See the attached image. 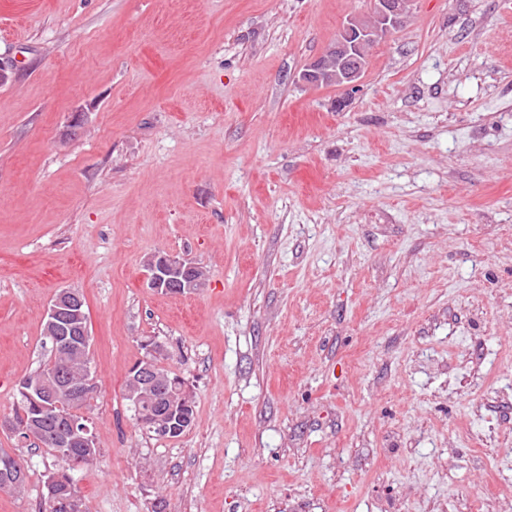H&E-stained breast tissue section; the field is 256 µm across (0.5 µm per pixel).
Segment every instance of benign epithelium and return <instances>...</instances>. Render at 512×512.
<instances>
[{"label":"benign epithelium","instance_id":"benign-epithelium-1","mask_svg":"<svg viewBox=\"0 0 512 512\" xmlns=\"http://www.w3.org/2000/svg\"><path fill=\"white\" fill-rule=\"evenodd\" d=\"M412 0H374L375 21L368 24L361 17H349L340 27L330 52L336 55V73H331L324 59L318 57L310 62L300 74L306 85L336 84V88L347 94L357 89L363 71L364 43L379 42L403 26L410 12ZM148 286L155 290L193 292L201 287L198 267L178 256L158 252L146 261ZM45 319L53 326L51 336L54 348L65 350L75 340L88 343L91 340L88 314L83 295L76 289H63L52 298ZM147 357L132 368V384L136 389L150 390L161 380L157 360L163 352L161 343L143 342ZM98 389V376L93 364L86 366L83 379L69 387L70 400L77 402L88 398ZM141 421L163 437L168 432H180L191 426L187 419L179 424H170L158 415H146ZM52 441L58 448H91L95 441L93 429L78 419H69L57 431Z\"/></svg>","mask_w":512,"mask_h":512}]
</instances>
